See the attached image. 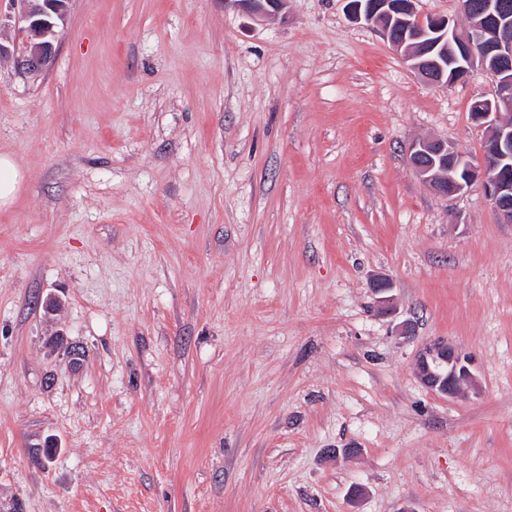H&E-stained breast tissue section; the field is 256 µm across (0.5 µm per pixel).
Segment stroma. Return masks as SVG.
Segmentation results:
<instances>
[{
  "instance_id": "stroma-1",
  "label": "stroma",
  "mask_w": 512,
  "mask_h": 512,
  "mask_svg": "<svg viewBox=\"0 0 512 512\" xmlns=\"http://www.w3.org/2000/svg\"><path fill=\"white\" fill-rule=\"evenodd\" d=\"M346 4L71 0L0 59V512H512V224L409 163L480 158L494 83ZM435 339L476 388L419 383ZM21 4L19 19L25 24L28 41L15 63L19 70L37 75L51 63L56 48L54 42L64 25L70 0H15ZM287 4L288 0H224L225 7L237 10L253 21L281 13ZM21 175L16 161L0 155V204L12 201L19 191Z\"/></svg>"
}]
</instances>
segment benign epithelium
<instances>
[{
	"label": "benign epithelium",
	"instance_id": "1",
	"mask_svg": "<svg viewBox=\"0 0 512 512\" xmlns=\"http://www.w3.org/2000/svg\"><path fill=\"white\" fill-rule=\"evenodd\" d=\"M21 4L19 19L28 33L25 50L15 63L19 70L37 75L51 63L54 42L65 23L70 0H15ZM288 0H224L253 21L281 13ZM468 19L465 28L451 23L446 16L425 22L415 8V0H368L348 7L350 18L376 27L382 38L403 61L431 85H448L464 79L476 66L487 71L496 82L493 98L477 100L471 119L487 131L485 148L479 162L440 140H423L411 146L412 169L435 193L451 197L474 185L483 190L492 208L504 224H512V11L502 0H460ZM403 30L393 33V20ZM455 66L449 78L443 73L448 60ZM416 375L423 386L438 394L453 397L476 378L468 359L443 341L419 351L415 359Z\"/></svg>",
	"mask_w": 512,
	"mask_h": 512
}]
</instances>
